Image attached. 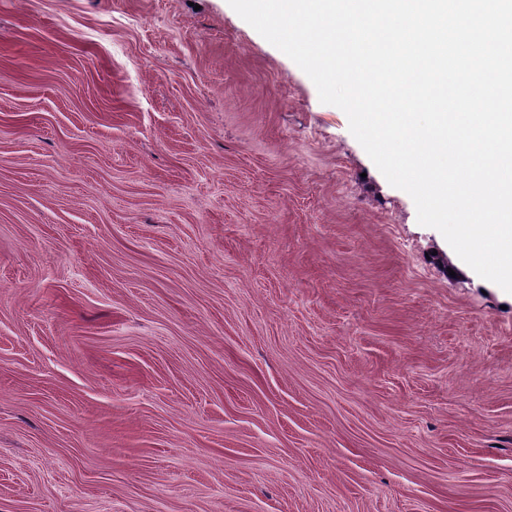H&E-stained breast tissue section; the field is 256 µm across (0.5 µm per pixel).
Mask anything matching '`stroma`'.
<instances>
[{"instance_id": "35a3bbf8", "label": "stroma", "mask_w": 512, "mask_h": 512, "mask_svg": "<svg viewBox=\"0 0 512 512\" xmlns=\"http://www.w3.org/2000/svg\"><path fill=\"white\" fill-rule=\"evenodd\" d=\"M227 0H0V512H512V303Z\"/></svg>"}]
</instances>
